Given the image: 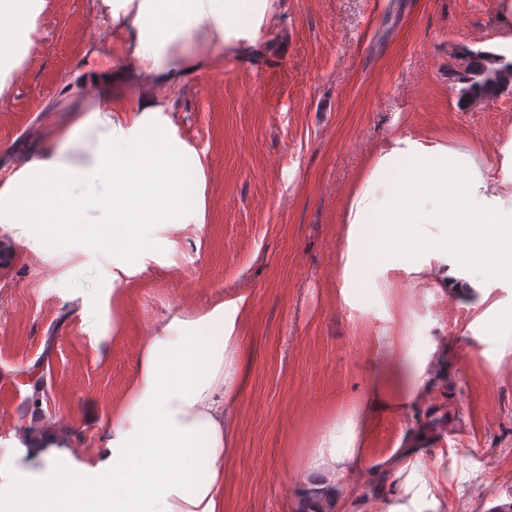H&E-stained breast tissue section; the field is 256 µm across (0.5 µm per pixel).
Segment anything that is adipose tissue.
<instances>
[{
  "label": "adipose tissue",
  "instance_id": "1",
  "mask_svg": "<svg viewBox=\"0 0 512 512\" xmlns=\"http://www.w3.org/2000/svg\"><path fill=\"white\" fill-rule=\"evenodd\" d=\"M125 45L129 62L97 79L64 86L63 112L82 118L60 144L26 155L0 183L1 224L115 225L112 233L62 237L68 248L110 249L129 272L156 242L138 224H200L205 217L204 165L184 141L160 85L177 88L225 53L259 50L272 0H95ZM47 0H0V102L9 99L40 35ZM105 135H97V128ZM344 241L337 255L339 298L390 269L423 277L450 298L465 299L482 282L512 278V138L488 164L471 146L432 143L405 127L391 130L349 189ZM428 224L437 233L425 232ZM253 308L244 292L205 310H174L139 348L136 367L112 407L97 460L77 468L54 448H39L49 473L41 483L0 486L14 512H44L58 498H76L87 474L112 499V512H224V469L237 444L234 401L249 380L250 355L240 332ZM447 345L428 337L408 348L401 336L373 341L365 390L343 420L331 422L312 452L300 500L315 504L339 476L372 475L369 488L337 497L338 512L381 497L384 512H441L437 495L413 493L409 482L386 485L390 468L413 453L404 447L372 460L369 437L384 418L420 417L424 398L444 378Z\"/></svg>",
  "mask_w": 512,
  "mask_h": 512
}]
</instances>
